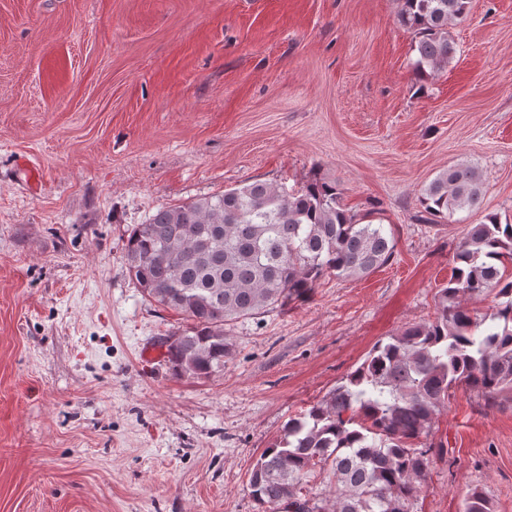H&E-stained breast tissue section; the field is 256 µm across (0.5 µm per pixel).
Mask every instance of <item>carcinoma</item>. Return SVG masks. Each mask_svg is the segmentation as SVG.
Here are the masks:
<instances>
[{
    "label": "carcinoma",
    "instance_id": "cac0c4a2",
    "mask_svg": "<svg viewBox=\"0 0 512 512\" xmlns=\"http://www.w3.org/2000/svg\"><path fill=\"white\" fill-rule=\"evenodd\" d=\"M470 0H401L398 22L414 34L413 69L423 80L455 54L449 26ZM483 175L456 164L422 190L418 220L439 224L479 207ZM356 218L336 182L313 175L296 191L263 181L157 210L129 230L127 273L143 296L187 321L167 340L177 378L224 370L233 343L224 325L306 296L327 277L361 278L387 264L396 241L385 225ZM452 275L435 296V317L378 341L344 381L290 418L253 465L248 488L261 512H410L427 484L432 435L451 390L494 409L512 394V223L488 213L452 255ZM494 294L480 317L464 298ZM327 473L317 493L310 479ZM463 512H493L471 489Z\"/></svg>",
    "mask_w": 512,
    "mask_h": 512
}]
</instances>
